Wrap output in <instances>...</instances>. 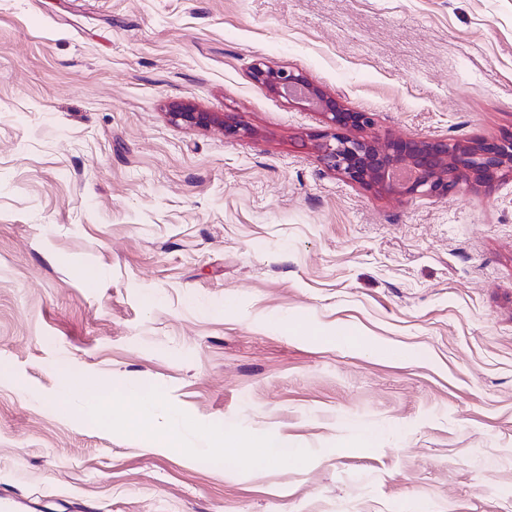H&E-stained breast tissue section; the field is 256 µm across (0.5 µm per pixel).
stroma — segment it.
Segmentation results:
<instances>
[{
  "label": "stroma",
  "instance_id": "stroma-1",
  "mask_svg": "<svg viewBox=\"0 0 512 512\" xmlns=\"http://www.w3.org/2000/svg\"><path fill=\"white\" fill-rule=\"evenodd\" d=\"M257 59L381 136L512 128V0H0V492L14 512H512V185H352ZM177 103L253 134L172 123ZM239 436L292 454L234 464Z\"/></svg>",
  "mask_w": 512,
  "mask_h": 512
}]
</instances>
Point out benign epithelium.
<instances>
[{
    "label": "benign epithelium",
    "mask_w": 512,
    "mask_h": 512,
    "mask_svg": "<svg viewBox=\"0 0 512 512\" xmlns=\"http://www.w3.org/2000/svg\"><path fill=\"white\" fill-rule=\"evenodd\" d=\"M250 76L289 104L311 107L324 117L327 129L312 138V148L328 169L353 185L379 195L450 197L464 183L512 181V130L492 139L369 138L360 131L375 125L373 114L350 108L303 72L259 60ZM168 116L193 127L217 126L227 138L253 135L226 113L201 112L189 104L170 105Z\"/></svg>",
    "instance_id": "7a95c632"
}]
</instances>
